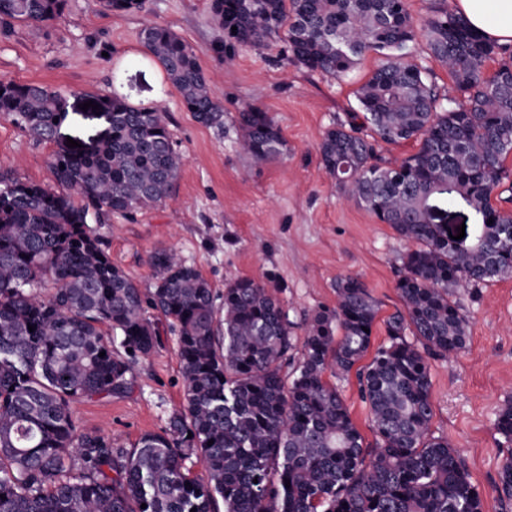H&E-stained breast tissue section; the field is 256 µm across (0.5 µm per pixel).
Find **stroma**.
Instances as JSON below:
<instances>
[{"instance_id":"obj_1","label":"stroma","mask_w":512,"mask_h":512,"mask_svg":"<svg viewBox=\"0 0 512 512\" xmlns=\"http://www.w3.org/2000/svg\"><path fill=\"white\" fill-rule=\"evenodd\" d=\"M172 29L198 53L224 127L197 123L163 68L144 48L146 21ZM223 44V57L212 51ZM379 60L366 53L343 78L294 62L286 42L244 46L216 22L211 0H145L143 8L106 10L100 0H67L45 22H15L0 34V82H32L61 92L69 116L56 138L37 142L0 118V168L47 186L50 162L68 139L85 140L105 119L81 106L107 95L166 112L182 157L171 197L131 217L96 225L112 262L142 289L152 288L150 254L173 250L223 295L227 281L249 277L275 286L302 345L308 319L336 305V283L360 277L379 305L373 346L387 340V318L402 309L396 288L409 248L391 225L359 207L320 164L324 132L347 120L356 91ZM268 112L281 131L282 155L263 165L240 146L239 112ZM469 319L466 350L431 363L434 435L459 450L476 483L483 512H512L496 487L512 453L499 445L494 420L512 402V278L454 292ZM127 393L74 406L80 431L131 447L145 433L167 429L182 408L186 381L177 338L161 328L154 352L135 366Z\"/></svg>"}]
</instances>
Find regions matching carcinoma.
Wrapping results in <instances>:
<instances>
[{
	"mask_svg": "<svg viewBox=\"0 0 512 512\" xmlns=\"http://www.w3.org/2000/svg\"><path fill=\"white\" fill-rule=\"evenodd\" d=\"M65 5L0 0V33L15 20L54 19ZM212 9L236 43L283 39L303 68L338 79L365 52L385 55L356 92L358 111L320 146L324 169L356 203L414 244L396 283L404 309L357 373L374 443L364 445L341 390L324 380L349 374L371 347L378 306L362 279L337 282L336 307L312 318L292 377L283 371L291 323L273 287L238 278L224 285L219 310L196 268L157 249L156 284L142 291L92 225L165 200L182 158L164 113L96 97L112 114L110 135L53 156L58 188L0 171V512H482L459 451L430 433L429 359L467 346L451 289L512 278V213L491 203L512 153V53L435 7L422 31L455 85L442 99L411 56L417 28L405 0H225ZM140 36L195 120L223 128L196 50L160 24ZM0 116L48 141L68 111L57 92L10 81L0 82ZM238 124L255 162L281 154L267 113L249 107ZM408 141L418 149L398 165L378 162L375 143ZM450 208L469 212L462 240H448ZM151 310L177 332L185 404L169 430L116 448L79 432L74 404L131 388L135 364L159 342ZM495 429L512 446V402ZM194 456L203 477L187 465ZM497 491L512 499V453Z\"/></svg>",
	"mask_w": 512,
	"mask_h": 512,
	"instance_id": "1",
	"label": "carcinoma"
}]
</instances>
